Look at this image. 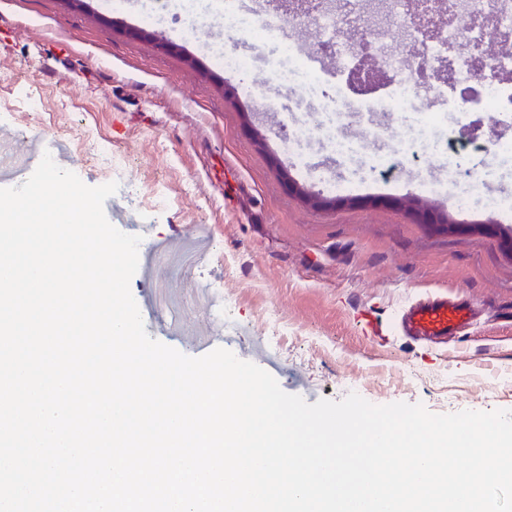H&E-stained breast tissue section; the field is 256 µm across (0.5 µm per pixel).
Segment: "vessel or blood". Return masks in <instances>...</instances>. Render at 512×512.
<instances>
[{"mask_svg": "<svg viewBox=\"0 0 512 512\" xmlns=\"http://www.w3.org/2000/svg\"><path fill=\"white\" fill-rule=\"evenodd\" d=\"M473 316L466 302L444 293L423 295L410 304L401 317L407 336L419 342H435L461 334Z\"/></svg>", "mask_w": 512, "mask_h": 512, "instance_id": "obj_1", "label": "vessel or blood"}]
</instances>
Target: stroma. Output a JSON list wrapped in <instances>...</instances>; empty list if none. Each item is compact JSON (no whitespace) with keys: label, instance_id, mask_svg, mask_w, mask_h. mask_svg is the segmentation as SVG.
<instances>
[{"label":"stroma","instance_id":"35a3bbf8","mask_svg":"<svg viewBox=\"0 0 512 512\" xmlns=\"http://www.w3.org/2000/svg\"><path fill=\"white\" fill-rule=\"evenodd\" d=\"M161 40L171 50H160ZM235 46L252 58L249 74H226L200 49L198 35L144 25L136 10H113L112 0H87L81 8L67 0H0V69L14 76L0 87V178L12 185L27 179L48 151L86 185L105 184L106 170L94 158L104 139L130 165L104 203L111 224L148 226L153 242L205 230L195 267L163 265L155 280L138 272L130 282L148 335L185 355L197 356L195 334L209 322L189 297L196 284L220 282L244 338L268 339L267 315L282 319L276 380L308 403L344 398L343 379L355 378L363 398L377 405L420 403L436 414L512 411V254L491 233H433L381 200L419 195L421 180L435 173L447 189L428 195L431 205L468 227L495 220V213L456 209L459 176L434 157L396 187L332 160L315 142L307 169H298L279 125L290 117L304 121L307 111L289 109L261 40ZM29 84L41 90L44 111H28ZM251 89L276 103L272 118L248 97ZM344 124L365 158L388 153L400 134L393 118L382 134L355 112ZM284 170L313 193L324 173L358 181V196L376 203L312 208L288 192ZM156 183L167 193L158 206L145 198ZM160 287L171 307L156 304ZM443 289L477 310L448 348L425 349L396 332L379 347L358 323L370 307L397 325L416 296Z\"/></svg>","mask_w":512,"mask_h":512}]
</instances>
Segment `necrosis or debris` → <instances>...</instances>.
Masks as SVG:
<instances>
[{"mask_svg":"<svg viewBox=\"0 0 512 512\" xmlns=\"http://www.w3.org/2000/svg\"><path fill=\"white\" fill-rule=\"evenodd\" d=\"M343 14L322 11L314 27L321 37L320 56L303 51L276 25L263 21L259 10L245 0H139L145 20L158 25H176L190 31L212 28L211 40L203 49L228 72H245L252 61L229 45L230 38L251 34L274 43L277 51L276 75L281 87L299 89L303 102L313 109L314 124H294L284 148L297 163L306 164L307 146L318 139L323 150L334 157L351 159L358 152L355 139L345 135L340 119L344 112L360 105L378 118L399 116L403 132L390 153L371 159L370 165L383 175H394L416 148L435 152L449 169H456L458 153L449 146L441 128L459 121L472 109L512 112V50L503 49L488 65L497 78L480 75L466 56H449V45L487 42L491 31L512 34V0H462L463 20L471 27L459 32L444 28L442 39L420 44L406 0H342ZM378 16L379 33L371 38L365 65L373 73L397 74L389 93L380 98L365 97L352 102L349 82L329 88L326 64L336 61L349 69L356 49L339 34L342 19Z\"/></svg>","mask_w":512,"mask_h":512,"instance_id":"necrosis-or-debris-1","label":"necrosis or debris"}]
</instances>
